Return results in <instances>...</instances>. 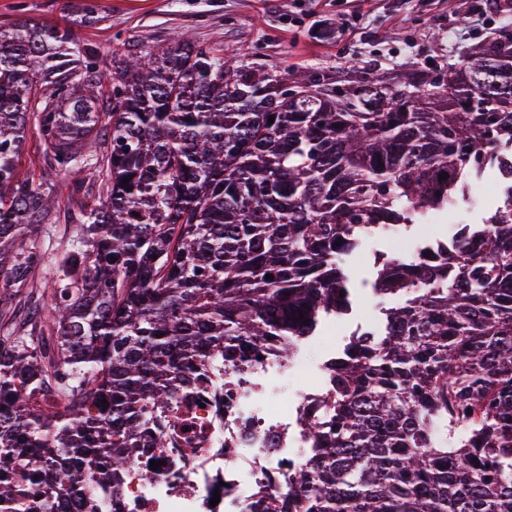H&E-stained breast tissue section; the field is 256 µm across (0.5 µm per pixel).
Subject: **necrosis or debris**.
Returning a JSON list of instances; mask_svg holds the SVG:
<instances>
[{"instance_id":"necrosis-or-debris-1","label":"necrosis or debris","mask_w":512,"mask_h":512,"mask_svg":"<svg viewBox=\"0 0 512 512\" xmlns=\"http://www.w3.org/2000/svg\"><path fill=\"white\" fill-rule=\"evenodd\" d=\"M390 243L381 261L430 265L449 237L431 232L409 241L402 224L363 226L358 246ZM343 318L322 322L289 355L262 349L247 363L215 360L195 388L179 393L148 448L117 472L105 512H277L292 478L305 470L312 441L306 418L322 419L336 369V331ZM321 359L311 361L310 348ZM158 471H151V461Z\"/></svg>"}]
</instances>
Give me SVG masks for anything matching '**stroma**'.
<instances>
[{"instance_id": "35a3bbf8", "label": "stroma", "mask_w": 512, "mask_h": 512, "mask_svg": "<svg viewBox=\"0 0 512 512\" xmlns=\"http://www.w3.org/2000/svg\"><path fill=\"white\" fill-rule=\"evenodd\" d=\"M85 0H0V24L17 19L70 23ZM99 24L77 28L95 44L97 66L113 51H147L186 33L223 45L239 62L303 72L337 91L410 65L427 72L460 61L472 46L512 25V0H94ZM357 29L336 36L344 14Z\"/></svg>"}]
</instances>
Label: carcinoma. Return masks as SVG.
<instances>
[{
	"label": "carcinoma",
	"mask_w": 512,
	"mask_h": 512,
	"mask_svg": "<svg viewBox=\"0 0 512 512\" xmlns=\"http://www.w3.org/2000/svg\"><path fill=\"white\" fill-rule=\"evenodd\" d=\"M96 55L70 25H0V512H78L85 483L112 498L206 359L270 339L286 355L351 310L338 239L448 210L484 152L512 147L496 36L440 82L413 71L343 95L184 34L112 52L108 83ZM32 131L38 170L21 178ZM71 186L92 202L50 249L39 228ZM489 219L471 225L489 231L476 252L462 239L418 274L377 267L380 294L430 287L336 361L278 512H512V191Z\"/></svg>",
	"instance_id": "cac0c4a2"
}]
</instances>
